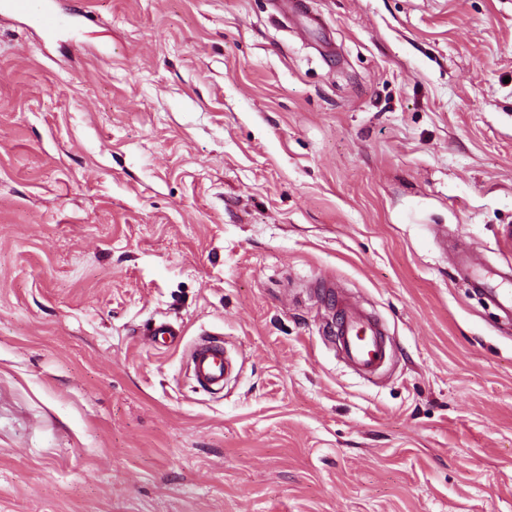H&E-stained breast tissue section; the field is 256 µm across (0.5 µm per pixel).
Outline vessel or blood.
<instances>
[{"label":"vessel or blood","instance_id":"vessel-or-blood-1","mask_svg":"<svg viewBox=\"0 0 512 512\" xmlns=\"http://www.w3.org/2000/svg\"><path fill=\"white\" fill-rule=\"evenodd\" d=\"M0 3L10 14L31 21L45 42L53 41L71 24L70 13L59 10L56 0H0ZM477 265L473 255L461 253L456 257L455 270L460 279L491 296L503 310H511L512 289L493 284L491 278L478 273ZM335 308L336 343L345 360L363 378L378 374L392 356L385 324L341 292L336 295ZM188 356L197 387L208 394L223 392L237 369L223 340L213 334L198 338Z\"/></svg>","mask_w":512,"mask_h":512}]
</instances>
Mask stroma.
I'll return each mask as SVG.
<instances>
[{"label": "stroma", "instance_id": "obj_1", "mask_svg": "<svg viewBox=\"0 0 512 512\" xmlns=\"http://www.w3.org/2000/svg\"><path fill=\"white\" fill-rule=\"evenodd\" d=\"M63 2L50 50L0 13V512H512V331L454 268L512 265V0H306L304 34ZM329 285L387 326L379 379ZM189 349V362L192 374L201 391L220 394L224 391L237 369L236 360L224 346V341L216 336L222 334H202Z\"/></svg>", "mask_w": 512, "mask_h": 512}]
</instances>
